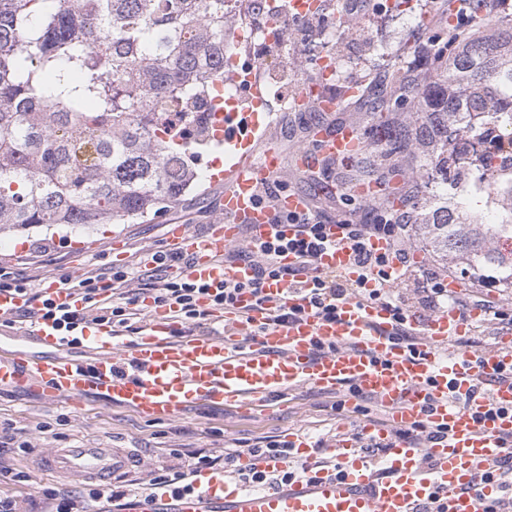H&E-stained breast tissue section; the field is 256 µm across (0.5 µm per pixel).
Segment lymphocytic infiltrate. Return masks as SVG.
Masks as SVG:
<instances>
[{
	"label": "lymphocytic infiltrate",
	"mask_w": 512,
	"mask_h": 512,
	"mask_svg": "<svg viewBox=\"0 0 512 512\" xmlns=\"http://www.w3.org/2000/svg\"><path fill=\"white\" fill-rule=\"evenodd\" d=\"M374 214L371 223L346 229L347 245L353 261L365 270L371 280H374V288H363L337 274L324 273L315 276L309 285L302 281H294V297L307 300L311 314L330 318L336 314V301L351 297L374 300L390 309L398 319L403 318L410 310L435 312L448 305L454 306L460 312H467L468 303L449 295L441 273H427L420 287H405L404 282L409 268L408 256L412 244L409 227L394 220L382 209H375ZM273 220L278 224L293 225V236L278 238L269 243H253L244 248H228L224 251L223 261L227 264L247 255L256 257L259 282L254 285L253 293L259 301L264 298L261 287L263 280L281 279L285 276L284 271L272 263V254L292 251L308 262L327 241L326 219L318 211L312 210L303 215L278 211L275 212ZM374 237L385 239L389 243L390 256L378 255L370 250L369 241ZM392 257L398 259L399 269H389L388 260ZM154 262L155 266L146 282L134 289L127 302L113 303L106 307L100 306L95 299L100 283L108 278L118 283L124 282L123 274L116 272L109 275L103 271H88L83 273L81 278L71 280V287L80 291L87 301L86 306L79 310L55 307L41 292H29L23 279L2 268L0 290L30 293L32 304L24 311V319L33 324L42 319H54L76 345L80 344L81 334L89 323H102L113 329L124 326L131 317L136 316L135 306L138 300L145 297L168 306L170 312L179 318L185 334L188 335L203 333L209 329V309H202L197 304L201 295L211 294L213 308L226 309L233 306L239 291L238 285L227 283L217 291L207 292L204 286L178 273V266L186 262L184 254H162L156 256ZM42 496L43 499L39 502H25L0 496V512H78L76 499L69 493L46 489L43 490Z\"/></svg>",
	"instance_id": "obj_1"
}]
</instances>
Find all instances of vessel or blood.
<instances>
[{"label":"vessel or blood","mask_w":512,"mask_h":512,"mask_svg":"<svg viewBox=\"0 0 512 512\" xmlns=\"http://www.w3.org/2000/svg\"><path fill=\"white\" fill-rule=\"evenodd\" d=\"M327 74H316L295 95L299 109L336 111L339 101L324 86ZM249 108L238 100H221L212 126L224 146V158L213 161L214 181L223 183L219 218L206 237L175 228L171 249L189 257L183 274L201 282L242 284L232 308L217 312L214 331L181 334L167 308L143 303L147 315L133 339L96 325L83 331L84 355H70V339L52 321L33 330L36 341L55 353L39 356L0 347V391L29 388L51 400L94 392L103 400L156 420H170L192 407L228 405L265 415L284 406L299 386L335 394L354 387L357 395L375 399L392 429L422 422L443 428L444 437L430 448L390 444L388 432L363 423L360 437L343 433L334 471H305L285 484L242 486L200 471L190 492L143 502L137 512H480L479 502L499 501L501 485L485 479L491 464L503 457L504 438H512V333L475 354L462 353L453 339L466 335L482 309L459 314L448 307L426 320L410 316L420 333L414 346L392 334V316L380 304L350 298L337 305L336 319L302 314L287 325L270 322L273 303L288 294L285 281H267L271 298L258 306L246 283L255 276L247 262L220 264L225 248L237 244L242 228L253 241L277 233L274 211L302 213L308 195L278 193L276 208L260 199L263 186L276 183L284 169L283 154L266 137L270 115L259 88H252ZM313 144L293 156L297 169L315 173L330 161H353L365 146L350 125L312 127ZM343 222L327 226L329 246L315 259L318 270H333L358 281L362 272L341 245ZM332 341L336 350L315 357L314 345ZM386 445L388 455L373 468L360 450L361 437ZM45 456L59 471H78L108 479L127 464L121 454L84 445L52 448Z\"/></svg>","instance_id":"obj_1"}]
</instances>
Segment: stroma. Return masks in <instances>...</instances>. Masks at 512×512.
<instances>
[{"mask_svg": "<svg viewBox=\"0 0 512 512\" xmlns=\"http://www.w3.org/2000/svg\"><path fill=\"white\" fill-rule=\"evenodd\" d=\"M387 0H323L321 12L313 15L308 26L300 28L292 40L270 49L271 62L261 71V84L282 89L293 98L297 88L316 74L311 56L313 48L327 45L339 64L327 83L329 91L341 99L337 112L328 115L331 123H349L366 128L368 114L388 97L393 71L415 63L433 36L449 31L457 0H443L440 8L427 10V0H388L391 10H383ZM356 11L361 18L358 35L337 33L327 40L328 29L336 23L337 11ZM312 116L292 107H275L274 123L268 132L284 156H291L309 143ZM382 175V165H370L358 158L350 164H336L312 176L286 170L279 182L284 190L313 195L315 206L325 217L351 219L359 224L372 221V208L350 193L319 196L316 185L324 180L348 182L350 175L365 168ZM210 169H202L196 191L169 204L146 221L134 224H100L93 232L68 229H38L21 237L0 238V266L15 268L28 278L31 287L45 288L69 274L81 275L99 268H117L127 272L128 288L134 289L148 271L149 253L167 249L168 234L177 225L197 236L206 235L217 218V207L224 186L210 180ZM414 276L427 271L450 273L462 293L477 292L512 308V288L495 280L494 270H486L483 282H475L462 265L445 263L413 246ZM334 396L317 389H299L294 401L260 417L242 416L237 410L192 408L171 420H150L138 413L106 403L93 394L76 401L51 402L40 394L14 389L0 392V429L11 427L36 438L45 448H65L86 444L95 448H114L137 454L135 466L114 479L125 486L126 503L134 505L151 492L150 481L156 470L187 464L190 457L203 451L216 456L225 449L247 451L258 442L286 440L300 432L310 439H330L339 421L355 422L350 411L334 410ZM16 468L30 472L27 482L0 477V495L23 498L37 496L45 489L71 492L83 498L89 512L95 502L88 498L93 483L78 473L39 470L38 454L13 449L0 456Z\"/></svg>", "mask_w": 512, "mask_h": 512, "instance_id": "stroma-1", "label": "stroma"}]
</instances>
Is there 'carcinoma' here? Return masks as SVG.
<instances>
[{
    "mask_svg": "<svg viewBox=\"0 0 512 512\" xmlns=\"http://www.w3.org/2000/svg\"><path fill=\"white\" fill-rule=\"evenodd\" d=\"M227 0H0V235L145 220L199 184L190 156L213 134ZM462 0L421 70L395 72L392 112L372 113L366 153L407 157L396 195L442 261L493 268L512 287V203L483 223L465 184L485 169L482 125L512 112V13Z\"/></svg>",
    "mask_w": 512,
    "mask_h": 512,
    "instance_id": "cac0c4a2",
    "label": "carcinoma"
}]
</instances>
